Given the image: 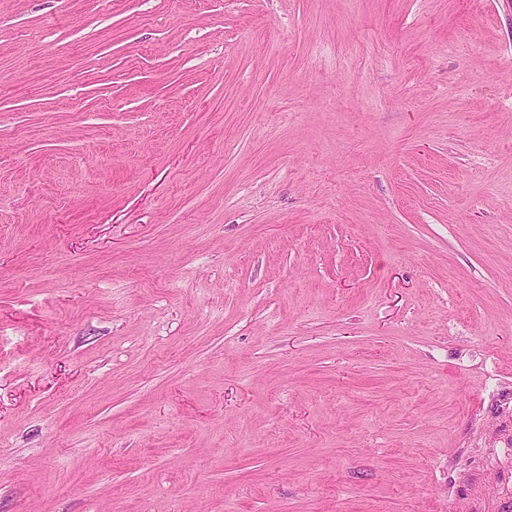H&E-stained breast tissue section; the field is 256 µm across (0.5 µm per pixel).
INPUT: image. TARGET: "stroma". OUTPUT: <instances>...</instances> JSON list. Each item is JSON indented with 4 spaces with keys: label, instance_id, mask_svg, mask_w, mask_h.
I'll list each match as a JSON object with an SVG mask.
<instances>
[{
    "label": "stroma",
    "instance_id": "35a3bbf8",
    "mask_svg": "<svg viewBox=\"0 0 512 512\" xmlns=\"http://www.w3.org/2000/svg\"><path fill=\"white\" fill-rule=\"evenodd\" d=\"M512 0H0V512H512Z\"/></svg>",
    "mask_w": 512,
    "mask_h": 512
}]
</instances>
